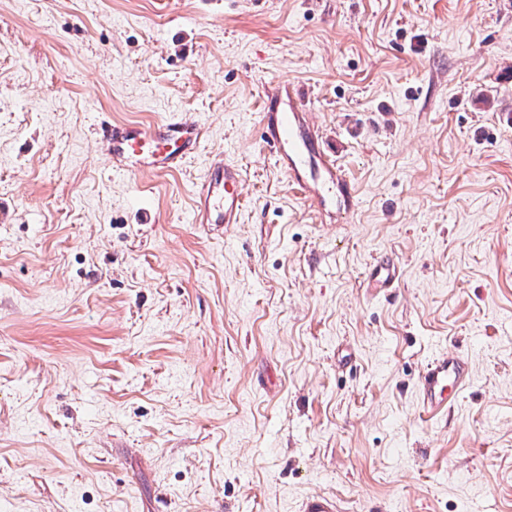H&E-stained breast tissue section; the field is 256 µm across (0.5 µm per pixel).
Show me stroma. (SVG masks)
Segmentation results:
<instances>
[{
  "label": "stroma",
  "mask_w": 512,
  "mask_h": 512,
  "mask_svg": "<svg viewBox=\"0 0 512 512\" xmlns=\"http://www.w3.org/2000/svg\"><path fill=\"white\" fill-rule=\"evenodd\" d=\"M300 87L357 197L260 139ZM202 124L130 175L101 115ZM220 157L241 223H196ZM401 266L368 295L376 254ZM472 384L416 410L439 350ZM512 512V0H0V512Z\"/></svg>",
  "instance_id": "obj_1"
}]
</instances>
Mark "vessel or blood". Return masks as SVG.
Masks as SVG:
<instances>
[{"label":"vessel or blood","mask_w":512,"mask_h":512,"mask_svg":"<svg viewBox=\"0 0 512 512\" xmlns=\"http://www.w3.org/2000/svg\"><path fill=\"white\" fill-rule=\"evenodd\" d=\"M303 95L278 84L268 89L261 111V139L291 184L318 212L338 204L352 205L354 189L340 167L321 150L315 127L302 116ZM199 123L171 113L143 126L104 122L100 125L102 151L121 170L134 174H166L176 171L197 152L203 139ZM243 178L230 160L214 164L203 176L195 199L197 220L202 224L240 223L244 210ZM399 265L387 256L372 264L365 281L370 290L395 287ZM471 381L469 364L459 351H446L425 363L416 383V403L424 417L446 415L458 394Z\"/></svg>","instance_id":"b4317fda"}]
</instances>
